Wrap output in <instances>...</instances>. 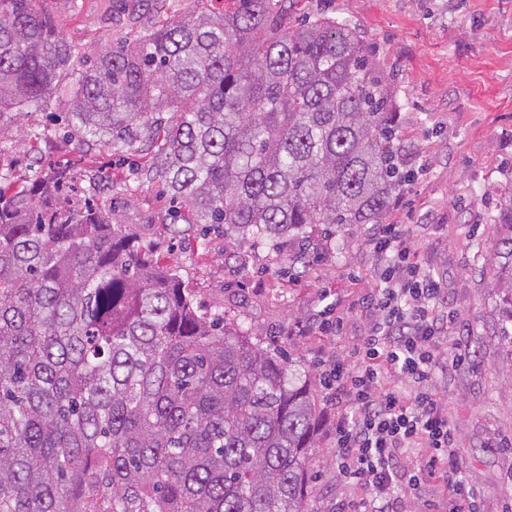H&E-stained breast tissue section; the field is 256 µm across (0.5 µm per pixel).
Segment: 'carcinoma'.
<instances>
[{"instance_id": "cac0c4a2", "label": "carcinoma", "mask_w": 512, "mask_h": 512, "mask_svg": "<svg viewBox=\"0 0 512 512\" xmlns=\"http://www.w3.org/2000/svg\"><path fill=\"white\" fill-rule=\"evenodd\" d=\"M0 0V109L68 100L78 149L148 142L140 177L187 224L254 242L381 224L406 182L390 87L360 29L229 0L88 57ZM69 166L0 186V512H306L307 378L194 305ZM492 249L512 349V201Z\"/></svg>"}]
</instances>
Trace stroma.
Here are the masks:
<instances>
[{
    "label": "stroma",
    "instance_id": "obj_1",
    "mask_svg": "<svg viewBox=\"0 0 512 512\" xmlns=\"http://www.w3.org/2000/svg\"><path fill=\"white\" fill-rule=\"evenodd\" d=\"M221 6V0H82L75 13L70 0L36 4L66 41L89 54ZM296 8L358 26L381 74L396 76V120L414 177L401 190L404 206L388 209L385 220L408 225L425 267L448 290L449 310L466 326L461 342L468 359L437 373L433 386L448 405L455 453L480 512H503L512 501V356L498 295L480 269L496 231L492 218L512 201V0H298ZM66 110L55 97L39 109L1 110L0 176L10 186L32 179L24 138L40 130L42 155L72 166V199L92 201L175 273L203 310L223 314L309 374L320 425L306 507L333 512L355 489L336 473L339 409L326 397L323 362L358 344L367 319L346 314L337 336L311 322L325 305V290L339 289L350 303L375 287L367 225L312 224L305 242L271 246L173 221L168 193L136 176L142 152L122 158L96 145L76 150L62 122L50 119Z\"/></svg>",
    "mask_w": 512,
    "mask_h": 512
}]
</instances>
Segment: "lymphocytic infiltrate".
Wrapping results in <instances>:
<instances>
[{
  "label": "lymphocytic infiltrate",
  "mask_w": 512,
  "mask_h": 512,
  "mask_svg": "<svg viewBox=\"0 0 512 512\" xmlns=\"http://www.w3.org/2000/svg\"><path fill=\"white\" fill-rule=\"evenodd\" d=\"M378 284L356 301L368 331L334 361L325 388L343 413L336 423V467L360 494L336 512H406L433 489L453 512H479L453 452L449 411L432 388L446 349L466 358L462 325L444 309L446 289L426 272L406 225H374Z\"/></svg>",
  "instance_id": "f902f5d3"
}]
</instances>
